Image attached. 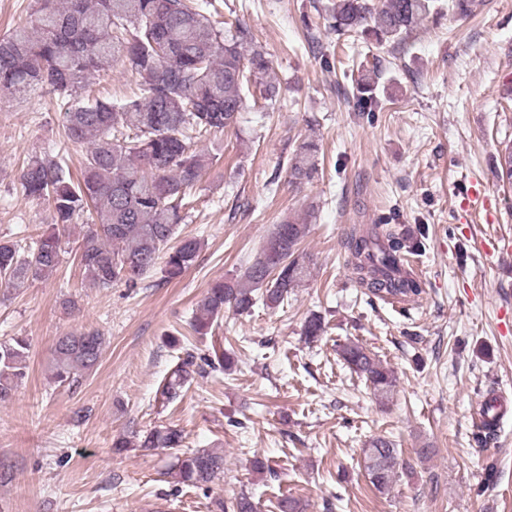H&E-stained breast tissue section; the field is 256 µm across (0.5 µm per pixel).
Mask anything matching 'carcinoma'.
<instances>
[{"label":"carcinoma","mask_w":512,"mask_h":512,"mask_svg":"<svg viewBox=\"0 0 512 512\" xmlns=\"http://www.w3.org/2000/svg\"><path fill=\"white\" fill-rule=\"evenodd\" d=\"M434 9L435 0H383L379 8L369 0H332L328 15L338 36L367 33L378 43H395ZM219 13L218 0H36L26 21L0 36V95L18 101L37 89L49 91L63 112L64 141L85 147L79 178L58 152L33 157L22 169V195L51 205L56 224L25 246L0 240V288L52 277L63 239L79 219L87 226L77 238L79 263L97 288L122 282L134 287L156 270L169 280L196 264L204 239L172 240L195 207L193 189L218 160L200 145L236 125L250 85L268 109L282 97L263 47L255 44L244 56L249 29L238 23L224 30ZM118 65L139 76L134 95L84 93L91 75ZM378 79L375 65L353 86L354 111H379ZM318 150L313 140L296 146L290 183L312 180ZM497 169L512 182L511 142L499 151ZM308 232V224L297 218L276 225L242 274L210 284L192 312V330L208 334L226 308L243 314L259 299L270 309L287 303L291 291L311 276L312 260L300 251ZM423 235L407 238L387 224L353 228L346 248L356 281L382 300L420 295L421 281L404 264V253L420 251ZM104 347L97 330L58 337L51 379L78 388L98 366ZM337 354L378 400L392 399L396 378L380 359L352 341L338 345ZM29 357L28 339L0 342V403L11 400L28 377ZM233 366L234 358L219 350L200 359L187 351L159 385V398L172 402L194 376ZM182 442V430L169 426L148 432L137 444L120 434L112 448L120 453L136 446L178 448ZM398 456L384 438L364 450V469L377 492L392 487ZM222 469L224 455L196 449L177 458L175 476L197 487Z\"/></svg>","instance_id":"obj_1"}]
</instances>
